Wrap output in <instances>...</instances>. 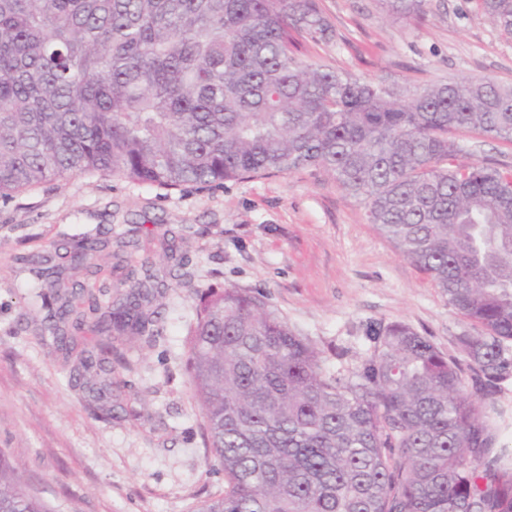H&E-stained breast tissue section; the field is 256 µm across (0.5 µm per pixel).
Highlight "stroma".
Returning <instances> with one entry per match:
<instances>
[{
    "label": "stroma",
    "instance_id": "obj_1",
    "mask_svg": "<svg viewBox=\"0 0 512 512\" xmlns=\"http://www.w3.org/2000/svg\"><path fill=\"white\" fill-rule=\"evenodd\" d=\"M337 40L307 43L310 62L399 87L491 77L512 83V37L479 0H430L424 22L386 13L381 0H320ZM460 165L512 170V142L449 133ZM100 230L116 244L95 273L70 272L96 293L124 279L129 258L154 261L162 315L152 337L113 336L112 416H95L71 369L95 350L92 322L71 350L42 335L16 253L51 250L62 235ZM263 295L300 336L351 368L372 328L404 323L455 358L469 323L431 277L370 223L364 204L325 173L303 169L219 187L166 190L110 176L50 182L0 204V448L54 512H193L222 494L208 462L186 370L199 291Z\"/></svg>",
    "mask_w": 512,
    "mask_h": 512
}]
</instances>
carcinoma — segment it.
Returning <instances> with one entry per match:
<instances>
[{"instance_id": "carcinoma-1", "label": "carcinoma", "mask_w": 512, "mask_h": 512, "mask_svg": "<svg viewBox=\"0 0 512 512\" xmlns=\"http://www.w3.org/2000/svg\"><path fill=\"white\" fill-rule=\"evenodd\" d=\"M430 0H383L417 22ZM512 36V0H481ZM337 33L319 0H0V202L72 176L167 190L315 168L361 199L371 223L467 321L458 360L410 326L374 333L334 369L263 296L200 295L186 367L224 494L194 512H512V448L496 447L499 382L512 376V171L453 164L448 132L512 140V86L448 80L405 94L304 60L300 38ZM108 245L77 233L55 248L96 267ZM53 256V257H55ZM33 265L29 293L66 344L73 291ZM113 286L100 314L93 411L112 417V330L156 336L154 262ZM0 512H53L0 449Z\"/></svg>"}]
</instances>
